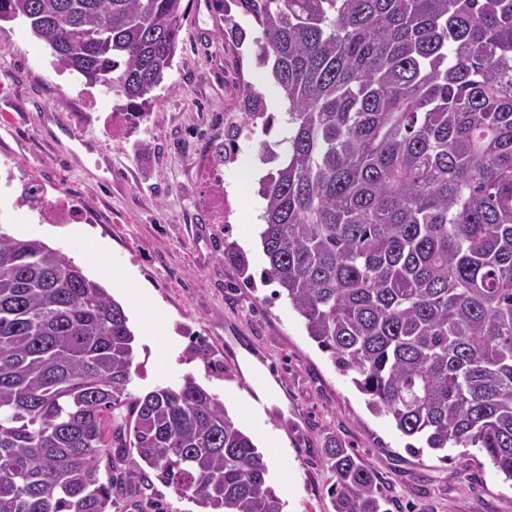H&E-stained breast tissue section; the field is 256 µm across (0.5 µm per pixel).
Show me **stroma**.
<instances>
[{
    "label": "stroma",
    "instance_id": "obj_1",
    "mask_svg": "<svg viewBox=\"0 0 512 512\" xmlns=\"http://www.w3.org/2000/svg\"><path fill=\"white\" fill-rule=\"evenodd\" d=\"M183 7L171 90L161 92L147 121L119 133L107 122L115 96L62 71L23 20H0V177L9 169L18 174L12 186L0 181V231L43 238L95 280L106 269L135 273L144 295L130 301L120 287L108 289L136 337L131 392L193 375L256 445L275 440L264 454L284 512H335L328 451L337 445L373 469L389 512H512V482L484 454L461 462L427 448L408 451L394 422L369 410L266 278L268 262L249 222L264 201L245 172L259 163L261 143L281 139L283 121L239 139L236 159L224 165V188L237 210L230 223H213L206 146L226 137L242 83L262 92L271 112H280V99L254 62L257 28L248 27L239 46L221 35L213 0H183ZM59 118L72 137H55ZM85 140L91 149L82 148ZM139 142L145 150H136ZM34 183L48 197L80 200L86 222L56 224L41 236L38 213L16 204ZM228 242L246 251L251 283L225 257ZM255 375L269 397L265 415L248 412ZM112 512L200 508L157 484L144 498L118 497Z\"/></svg>",
    "mask_w": 512,
    "mask_h": 512
}]
</instances>
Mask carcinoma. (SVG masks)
Listing matches in <instances>:
<instances>
[{
    "mask_svg": "<svg viewBox=\"0 0 512 512\" xmlns=\"http://www.w3.org/2000/svg\"><path fill=\"white\" fill-rule=\"evenodd\" d=\"M182 2L0 0V20L137 125L171 89ZM234 3L288 115L262 143L268 279L374 413L512 480V0ZM241 104L271 129L247 82ZM224 253L251 281L247 253ZM134 341L82 267L0 231V512H112L114 448L208 512H283L264 454L192 375L130 392ZM329 455L336 512H388L368 465Z\"/></svg>",
    "mask_w": 512,
    "mask_h": 512,
    "instance_id": "1",
    "label": "carcinoma"
}]
</instances>
